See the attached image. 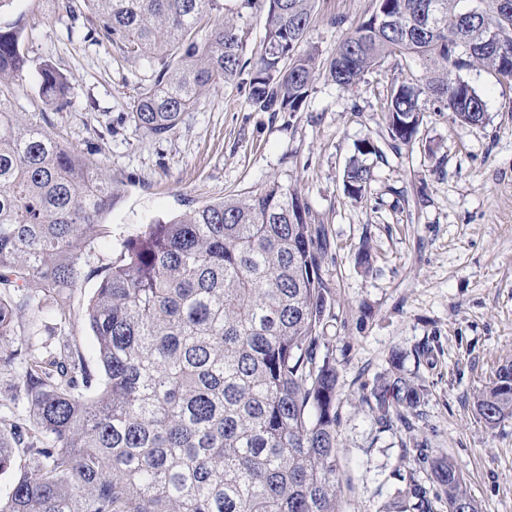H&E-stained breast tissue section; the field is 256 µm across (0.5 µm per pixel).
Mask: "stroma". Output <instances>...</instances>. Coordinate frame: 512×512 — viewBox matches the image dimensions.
<instances>
[{"mask_svg": "<svg viewBox=\"0 0 512 512\" xmlns=\"http://www.w3.org/2000/svg\"><path fill=\"white\" fill-rule=\"evenodd\" d=\"M373 0H316L309 40L321 59L371 13ZM37 22L26 74L10 79L18 111L47 112L54 137L109 173L120 198L108 218L113 244L90 263L115 260L116 240L178 214L192 203L243 195L276 181L296 189L309 221L324 227L322 275L331 288L327 338L320 347L339 369L336 402L343 478V512H381L406 485L415 454L453 456L482 512H512V419L489 429L472 397L498 365L512 360V81L484 71L466 77L482 93L488 119L454 122L421 96L423 122L410 146L392 149L381 115L394 78H421L422 63L388 58L358 85L343 89L317 76L301 111L257 112L244 89L217 86L167 139L136 131L129 104L137 64L111 44L68 42L57 0H13L0 21ZM246 53L264 37L256 8L224 0ZM67 75L74 98L64 110L39 98L36 70L42 47ZM371 139L374 180L361 201L343 191L355 145ZM370 268L356 263L359 247ZM425 388L415 430L382 428L358 402L388 368L391 350Z\"/></svg>", "mask_w": 512, "mask_h": 512, "instance_id": "stroma-1", "label": "stroma"}]
</instances>
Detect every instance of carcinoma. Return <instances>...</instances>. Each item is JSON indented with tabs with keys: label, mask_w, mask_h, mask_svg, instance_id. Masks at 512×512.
Listing matches in <instances>:
<instances>
[{
	"label": "carcinoma",
	"mask_w": 512,
	"mask_h": 512,
	"mask_svg": "<svg viewBox=\"0 0 512 512\" xmlns=\"http://www.w3.org/2000/svg\"><path fill=\"white\" fill-rule=\"evenodd\" d=\"M261 4L265 35L251 58L221 0H61L68 41L117 46L150 74L130 103L135 129L165 139L203 90L249 79L257 112H299L319 71L342 88L389 57L419 59L417 82L391 84L384 103L393 146L412 144L430 95L463 124L488 119L478 68L512 81V0H376L374 11L324 63L308 45L315 0ZM208 26L204 37L199 29ZM37 28L0 25V374L21 370L29 416H0V474L14 473L0 512H342L337 471L336 360L326 339L330 288L321 274L325 230L308 222L296 191L266 183L242 198L191 207L122 239L115 261L93 270L84 317L97 365L69 331L71 302L88 258L111 242L106 218L119 198L112 176L45 129V112H17L2 80L30 64ZM40 98L72 105L66 75L48 58ZM348 162L344 193L373 181L365 138ZM47 334V339L38 336ZM391 370L362 389L385 428L411 429L422 386ZM97 395L92 396L90 392ZM493 429L512 418V360L473 397ZM14 448L26 462L15 468ZM430 493L409 470L381 512H482L453 457L428 461Z\"/></svg>",
	"instance_id": "carcinoma-1"
}]
</instances>
